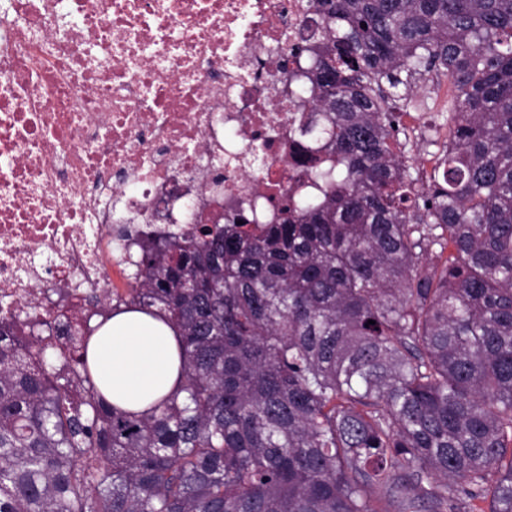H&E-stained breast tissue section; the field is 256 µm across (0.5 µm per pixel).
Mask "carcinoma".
Segmentation results:
<instances>
[{
    "mask_svg": "<svg viewBox=\"0 0 512 512\" xmlns=\"http://www.w3.org/2000/svg\"><path fill=\"white\" fill-rule=\"evenodd\" d=\"M317 2L321 196L258 233L123 228L125 291L0 303V512H512V0ZM432 72L425 183L399 135ZM129 309L179 336L141 411L87 361Z\"/></svg>",
    "mask_w": 512,
    "mask_h": 512,
    "instance_id": "carcinoma-1",
    "label": "carcinoma"
}]
</instances>
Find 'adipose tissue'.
<instances>
[{
  "mask_svg": "<svg viewBox=\"0 0 512 512\" xmlns=\"http://www.w3.org/2000/svg\"><path fill=\"white\" fill-rule=\"evenodd\" d=\"M87 358L105 397L127 410L171 393L180 367L175 332L137 311L120 313L98 328Z\"/></svg>",
  "mask_w": 512,
  "mask_h": 512,
  "instance_id": "adipose-tissue-1",
  "label": "adipose tissue"
}]
</instances>
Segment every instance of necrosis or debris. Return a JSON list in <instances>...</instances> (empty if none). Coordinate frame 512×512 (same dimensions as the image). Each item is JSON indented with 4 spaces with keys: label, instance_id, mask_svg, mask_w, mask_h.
Returning <instances> with one entry per match:
<instances>
[{
    "label": "necrosis or debris",
    "instance_id": "1",
    "mask_svg": "<svg viewBox=\"0 0 512 512\" xmlns=\"http://www.w3.org/2000/svg\"><path fill=\"white\" fill-rule=\"evenodd\" d=\"M316 0H0V299L93 286L113 199L142 231L317 196L291 49Z\"/></svg>",
    "mask_w": 512,
    "mask_h": 512
}]
</instances>
